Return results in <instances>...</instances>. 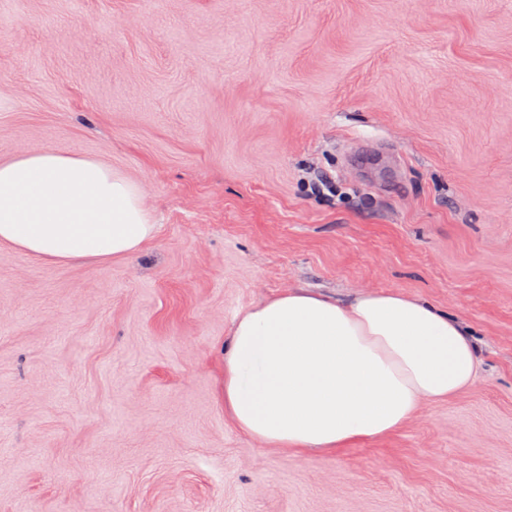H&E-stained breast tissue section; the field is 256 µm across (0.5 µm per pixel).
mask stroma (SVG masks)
<instances>
[{
	"instance_id": "1",
	"label": "stroma",
	"mask_w": 512,
	"mask_h": 512,
	"mask_svg": "<svg viewBox=\"0 0 512 512\" xmlns=\"http://www.w3.org/2000/svg\"><path fill=\"white\" fill-rule=\"evenodd\" d=\"M138 183L133 257L0 245V512H512V0H0V161ZM399 291L476 383L332 456L215 398L234 317Z\"/></svg>"
}]
</instances>
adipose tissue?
<instances>
[{"mask_svg":"<svg viewBox=\"0 0 512 512\" xmlns=\"http://www.w3.org/2000/svg\"><path fill=\"white\" fill-rule=\"evenodd\" d=\"M155 234L139 186L101 162L51 149L0 162L1 244L51 263L104 261ZM222 363L215 395L238 429L329 456L468 389L481 356L467 327L423 300L291 289L235 317Z\"/></svg>","mask_w":512,"mask_h":512,"instance_id":"1","label":"adipose tissue"}]
</instances>
